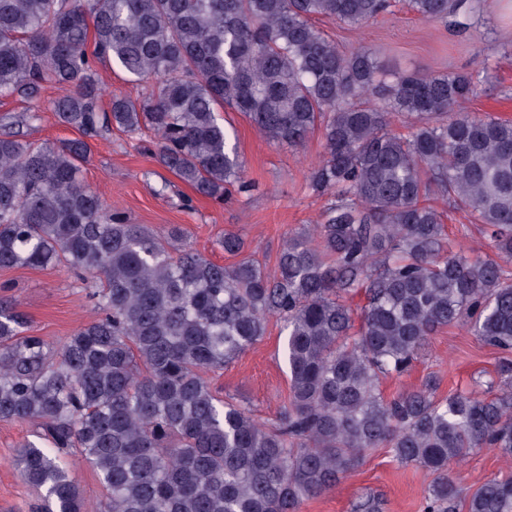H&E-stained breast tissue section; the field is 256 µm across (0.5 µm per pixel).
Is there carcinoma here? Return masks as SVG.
Listing matches in <instances>:
<instances>
[{"label": "carcinoma", "instance_id": "obj_1", "mask_svg": "<svg viewBox=\"0 0 512 512\" xmlns=\"http://www.w3.org/2000/svg\"><path fill=\"white\" fill-rule=\"evenodd\" d=\"M485 0H408L424 22ZM390 0H0V98L47 85L82 137L0 133V268L64 266L97 281L94 316L57 349L0 295V421L33 422L15 466L45 490L41 512H300L375 448L431 476L424 512H512V476L462 497L450 464L512 456V120L467 111L491 57L465 72L397 76L377 51L344 52L315 20L360 29ZM151 81L102 112L95 63ZM293 147L321 132L307 188L328 196L312 232L273 267L224 266L172 231L161 238L105 207L82 178L86 138L153 132L158 163L197 194L247 191L220 113ZM410 123L397 133L392 118ZM436 197L471 212L495 254L451 245ZM232 255L244 240L226 234ZM362 295L360 326L349 301ZM284 324L290 398L264 425L218 398L219 373ZM464 323L505 354L495 378L446 398L437 382L386 399L439 329ZM106 496L88 507L72 450Z\"/></svg>", "mask_w": 512, "mask_h": 512}]
</instances>
